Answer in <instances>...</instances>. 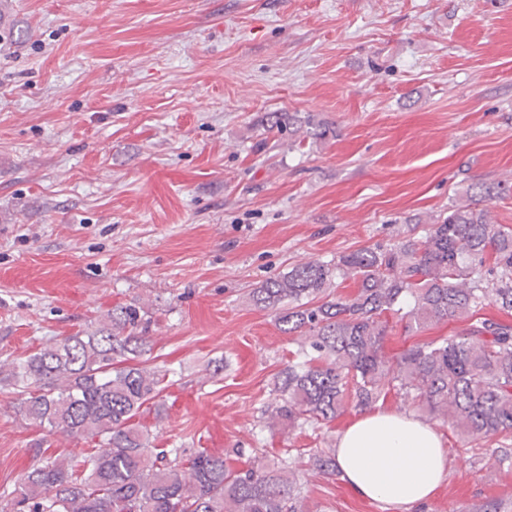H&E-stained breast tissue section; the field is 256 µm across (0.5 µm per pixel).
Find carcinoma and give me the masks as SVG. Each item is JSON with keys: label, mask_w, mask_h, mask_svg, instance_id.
Listing matches in <instances>:
<instances>
[{"label": "carcinoma", "mask_w": 512, "mask_h": 512, "mask_svg": "<svg viewBox=\"0 0 512 512\" xmlns=\"http://www.w3.org/2000/svg\"><path fill=\"white\" fill-rule=\"evenodd\" d=\"M259 127L315 141L331 133L306 112H267ZM510 191L476 183L422 239L357 249L334 263L311 259L252 289L256 308L304 339L274 377V399L262 410L271 425L317 429L393 394L450 422L461 452L499 438L506 445L491 454L512 459V225L490 218V204ZM338 278L354 289L331 291ZM490 304L495 317L482 314ZM451 321L464 328L386 352L396 326L414 336ZM150 328L142 307L117 305L94 330L0 364L22 419L98 439L81 456L35 449L0 512H307L285 458L272 465L255 457L241 469L205 448L151 446L134 420L150 408L161 415L169 371L143 365ZM297 453L322 474H339L336 450Z\"/></svg>", "instance_id": "1"}]
</instances>
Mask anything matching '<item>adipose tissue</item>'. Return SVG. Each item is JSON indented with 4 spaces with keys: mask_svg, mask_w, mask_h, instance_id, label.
I'll return each instance as SVG.
<instances>
[{
    "mask_svg": "<svg viewBox=\"0 0 512 512\" xmlns=\"http://www.w3.org/2000/svg\"><path fill=\"white\" fill-rule=\"evenodd\" d=\"M336 465L359 496L407 508L428 500L448 471V455L429 424L408 413L375 411L341 433Z\"/></svg>",
    "mask_w": 512,
    "mask_h": 512,
    "instance_id": "1",
    "label": "adipose tissue"
}]
</instances>
